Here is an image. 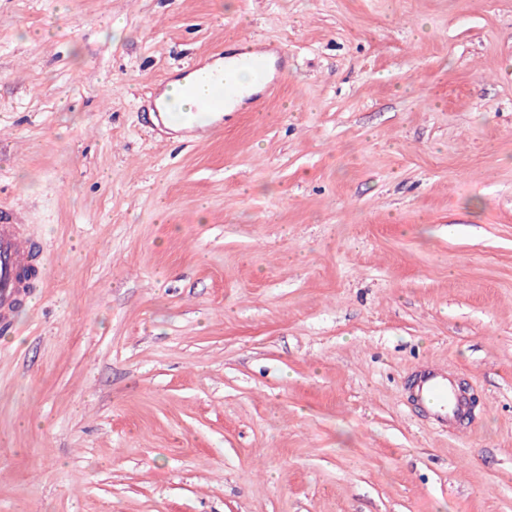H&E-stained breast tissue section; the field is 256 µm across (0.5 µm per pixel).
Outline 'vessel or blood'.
I'll return each instance as SVG.
<instances>
[{"instance_id": "1", "label": "vessel or blood", "mask_w": 512, "mask_h": 512, "mask_svg": "<svg viewBox=\"0 0 512 512\" xmlns=\"http://www.w3.org/2000/svg\"><path fill=\"white\" fill-rule=\"evenodd\" d=\"M234 55L251 71L259 88V98L274 92L288 59L286 49L261 47L252 40L242 39L237 41ZM242 93V87L232 76L211 78L198 100L196 111L212 121H220L226 108L238 101ZM39 252L38 245L29 238L23 226L12 223L9 212L0 207V328L11 327L15 312L25 302L29 283L39 273ZM409 390L415 406L448 432L458 431L470 414L467 395L461 393L447 369L440 366H421Z\"/></svg>"}]
</instances>
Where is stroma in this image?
Returning <instances> with one entry per match:
<instances>
[{"label": "stroma", "instance_id": "1", "mask_svg": "<svg viewBox=\"0 0 512 512\" xmlns=\"http://www.w3.org/2000/svg\"><path fill=\"white\" fill-rule=\"evenodd\" d=\"M240 36L278 92L157 129ZM1 204L0 512H512V0H0ZM233 55L251 71L254 84L260 89L256 101H262L274 92L278 86L279 73L284 70L288 60L285 48L270 49L257 46L252 40L242 39L236 42ZM192 80V75L188 74L187 76L183 77L182 79H178L175 81H172L168 84L165 91L161 94L159 99L157 100V103L159 106H164L167 103H176L178 108L180 110H186L189 111L191 108V102L184 98L181 94V90L184 86H186L188 83H190ZM0 329L10 328L15 312L29 294V283L39 273L40 249L23 224H12L0 207ZM28 274V276H27ZM410 397L415 406L449 434L470 414L467 395L448 377V369L437 365L421 366L410 383Z\"/></svg>", "mask_w": 512, "mask_h": 512}]
</instances>
